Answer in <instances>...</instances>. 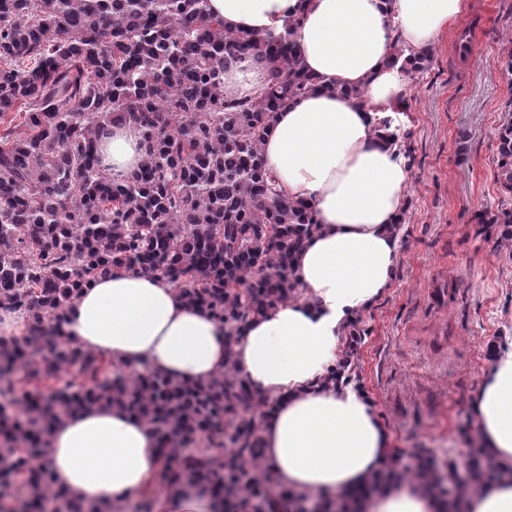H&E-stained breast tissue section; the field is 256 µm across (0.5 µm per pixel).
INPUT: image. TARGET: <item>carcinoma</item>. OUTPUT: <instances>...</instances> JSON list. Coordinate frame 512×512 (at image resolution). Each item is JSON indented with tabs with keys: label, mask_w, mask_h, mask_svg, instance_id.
<instances>
[{
	"label": "carcinoma",
	"mask_w": 512,
	"mask_h": 512,
	"mask_svg": "<svg viewBox=\"0 0 512 512\" xmlns=\"http://www.w3.org/2000/svg\"><path fill=\"white\" fill-rule=\"evenodd\" d=\"M431 48L394 39L390 64L423 71ZM253 58L270 71L254 100L224 98V67ZM287 35L234 32L208 0H0V308L48 320L62 336L80 292L114 269L174 283L193 306L240 333L248 319L297 299L290 260L319 229L312 211L276 189L262 144L276 112L314 90ZM23 115L24 132L11 114ZM114 121L136 124L148 142L131 177L114 182L89 164L90 148ZM502 187L512 193V109L498 131ZM512 249V208L485 210ZM28 333L12 338L18 370L55 378L78 366L90 381L45 396L28 394L24 416L0 405V489L24 493L0 512H106L83 504L44 463L46 441L65 410L106 401L148 424L169 462V486L211 485L219 512H253L272 492H291L261 462L268 400L225 361L206 383L102 371L97 355L71 344L34 352ZM12 367L0 368L10 375ZM224 437V453L191 449Z\"/></svg>",
	"instance_id": "1"
}]
</instances>
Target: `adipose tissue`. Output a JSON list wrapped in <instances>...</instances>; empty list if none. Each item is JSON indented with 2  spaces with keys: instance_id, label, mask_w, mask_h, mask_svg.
Segmentation results:
<instances>
[{
  "instance_id": "1",
  "label": "adipose tissue",
  "mask_w": 512,
  "mask_h": 512,
  "mask_svg": "<svg viewBox=\"0 0 512 512\" xmlns=\"http://www.w3.org/2000/svg\"><path fill=\"white\" fill-rule=\"evenodd\" d=\"M225 27L259 35L290 31L305 69L321 82L277 112L262 146L267 169L320 226L294 255L290 277L301 297L226 336L207 312L187 305L161 276L116 271L99 278L70 309L63 331L73 345L124 371L174 381L213 378L232 359L239 377L265 396L262 460L293 492L272 512H297V496L354 493L359 512H442L414 481L367 494L393 466V437L354 384L325 385L342 359L350 325L394 284L400 257L395 229L409 173L389 133L404 92L389 64L394 39L429 47L462 15L466 0H208ZM269 70L249 60L224 69V95L253 99ZM360 88L366 104L341 95ZM101 168L120 181L147 153L140 129L116 123L102 138ZM477 429L494 483L465 493L468 512H512V343L498 349L474 398ZM45 458L58 482L83 503L108 508L145 493L165 467L151 428L121 406L71 413L53 429ZM207 482H185L164 496V512H210Z\"/></svg>"
}]
</instances>
